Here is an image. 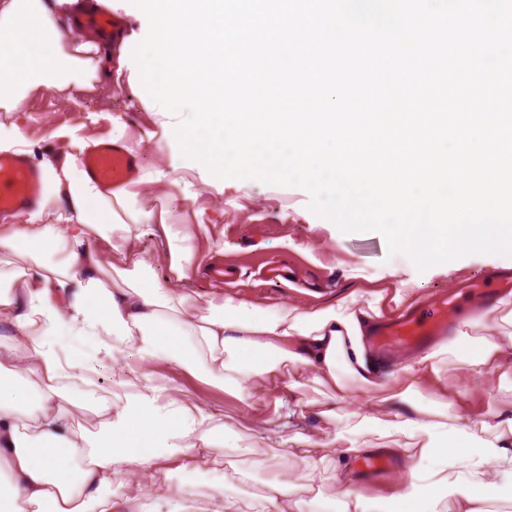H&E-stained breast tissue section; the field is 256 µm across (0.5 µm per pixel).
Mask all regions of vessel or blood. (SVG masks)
<instances>
[{
    "label": "vessel or blood",
    "mask_w": 512,
    "mask_h": 512,
    "mask_svg": "<svg viewBox=\"0 0 512 512\" xmlns=\"http://www.w3.org/2000/svg\"><path fill=\"white\" fill-rule=\"evenodd\" d=\"M84 171L104 187L126 188L135 179L140 161L122 142L105 138L84 157ZM42 188L40 171L19 155L0 153V214L23 210L35 203ZM447 327L443 311L430 306L412 315L393 319L378 338V345L390 349L413 344L438 335Z\"/></svg>",
    "instance_id": "vessel-or-blood-1"
}]
</instances>
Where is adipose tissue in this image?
I'll return each instance as SVG.
<instances>
[{
	"instance_id": "ef3b65f1",
	"label": "adipose tissue",
	"mask_w": 512,
	"mask_h": 512,
	"mask_svg": "<svg viewBox=\"0 0 512 512\" xmlns=\"http://www.w3.org/2000/svg\"><path fill=\"white\" fill-rule=\"evenodd\" d=\"M64 0H0V110L21 111L34 86L80 92L98 72L122 71L124 55L106 53L124 44L122 29L101 31L92 10L71 13ZM89 142L72 138L60 155L42 159L44 191L33 209L0 226V260L25 258L9 280L0 279V512H238L216 493L199 503L197 473H222L216 447L224 439V407L203 405L174 380L151 378L126 359L158 361L203 374L234 393L246 407L255 398L273 404L263 427L242 448L250 467L278 472L250 512H306L288 493L287 458L300 449L310 484H323L324 448L301 434L288 435L278 413L286 381L283 364L311 372L333 401L324 417L336 420V456L374 452L408 461L407 480L391 496L397 512H439L440 484L454 480L450 512H486L485 488L512 474V403L471 417L449 416L466 393L448 383L441 364L455 358L471 377L512 374V293L492 312L499 331L474 336L462 318L455 337L421 349L389 367L368 340L388 315L385 289H349L336 300L262 303L228 285L212 289L204 311L186 306L195 255L170 222L167 210L139 209L132 193L101 187L79 165ZM153 228L169 276L155 277L137 258L139 228ZM122 262L119 283L104 281L106 258ZM111 362L109 399L92 405L102 420L91 433L75 422L74 389L92 384L101 359ZM38 367V383L22 375ZM265 381L259 394L247 382ZM389 392L401 409L380 419L362 409L338 415L336 405ZM375 435L368 444L365 433ZM140 478L113 500V478L130 469ZM184 475L180 492L171 480Z\"/></svg>"
}]
</instances>
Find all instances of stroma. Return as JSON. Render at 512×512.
I'll return each instance as SVG.
<instances>
[{"label":"stroma","mask_w":512,"mask_h":512,"mask_svg":"<svg viewBox=\"0 0 512 512\" xmlns=\"http://www.w3.org/2000/svg\"><path fill=\"white\" fill-rule=\"evenodd\" d=\"M135 78L132 69L120 77L103 73L93 89L81 93L35 87L27 95L23 112L16 116L0 111V123L20 122L35 164L42 157L65 151V143L52 136L53 130L64 128L91 141L103 134L121 136L140 156L145 172L174 164L183 167L184 181L179 185L136 183L132 190L141 209L168 210L180 233L190 236L199 259L194 285L200 293L233 282L251 299L302 303L314 293L327 299L343 295L355 275L373 287L408 281L417 284L420 297L412 304L404 300L392 304L394 314L442 304L454 318H473L472 335L488 336L496 330L495 317L484 308L483 297L496 288L494 274L504 268L512 270V255L470 254L421 272L406 255L389 254L380 233H345L313 214L308 208L310 197L301 188L239 178L225 179L223 188H216L207 169L188 170L189 160L179 146L160 149L145 141L146 132L160 129L170 116L153 108L149 100L131 95L129 83ZM270 259L286 267V277L267 274ZM444 372L450 383L466 387L470 411L512 399V380L503 381L494 374L465 380L451 360L445 363ZM167 374L177 378L199 401L224 406V479L219 482L205 474L198 476L194 481L196 493L205 497L224 492L234 497L240 512H246L273 478L264 469L255 470L245 484L236 476L241 465L237 447L246 440L239 425L248 417L261 421L263 409L247 408L233 394L177 368H168ZM302 381L301 388L284 394L280 413L291 418L289 434L301 433L326 445L335 426L321 419L310 376H303ZM324 456L322 467L329 477L346 467L359 474L357 490L373 501L375 512H384L391 485L408 474L406 462L393 456L380 470L368 469L358 459L343 461L329 450ZM288 478L291 493L311 500L313 512H338L333 482H326L322 490H312L301 457L289 459Z\"/></svg>","instance_id":"35a3bbf8"}]
</instances>
